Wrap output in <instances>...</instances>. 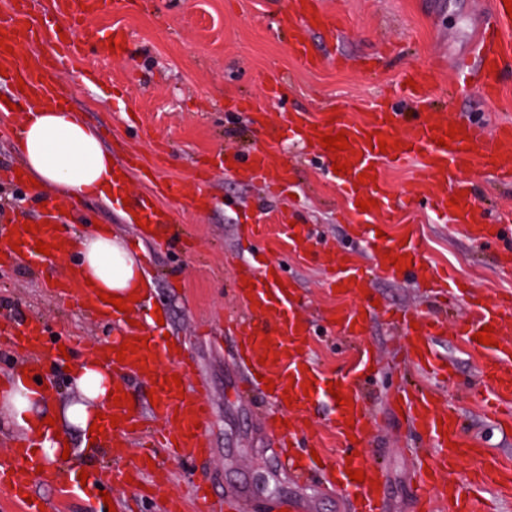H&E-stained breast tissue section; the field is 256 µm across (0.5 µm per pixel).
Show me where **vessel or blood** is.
I'll return each mask as SVG.
<instances>
[{
	"label": "vessel or blood",
	"instance_id": "1",
	"mask_svg": "<svg viewBox=\"0 0 512 512\" xmlns=\"http://www.w3.org/2000/svg\"><path fill=\"white\" fill-rule=\"evenodd\" d=\"M29 0H16L8 17L0 16V68L14 72L24 82L23 93L33 102L50 101L70 104L62 74L44 73L38 57H22L20 46L36 42L43 32L42 25L30 20L26 6ZM61 14L72 27L81 26L87 14L110 6L121 9L124 0H59ZM512 20L503 0H490L488 16L477 23L470 40L468 52L458 58L460 75H467L471 65H478L483 79L486 97L497 96L504 78L512 77V42L505 40L501 26ZM279 27L289 36L288 47L298 62L307 68H316L322 62L309 48V34L318 29L327 38H334L338 21L333 13L325 11L319 0H290L287 8L277 17ZM124 34L113 31L104 37L95 33L84 38L60 39L56 45L60 57L77 60L87 50L104 56L109 43H123ZM433 84L417 81L399 91L371 103L361 118H353L342 110L328 108L324 112L297 110L289 113L288 122L293 137L298 141L319 143L326 135L346 133L348 149L327 152V159H339L348 165L346 172L334 175L337 189L352 203L353 229L374 257L376 270L384 277L396 279L407 274L426 282L439 295L451 302L463 303L465 316L456 328L435 313L413 315L393 314L389 321L405 339L411 367L433 379V386L412 394H404L400 408L408 424L418 433L427 436L433 445L425 466L416 467L412 481L419 490L417 506L427 512L431 502H439L444 512H480L476 496L477 485H512V463L505 464L490 455L487 450L471 453V443L465 438L457 415L448 410L435 389L436 383L455 380V367L448 358L438 353L435 341L447 333L472 339L474 350L480 354L481 383L489 394L487 405L496 408L503 402H512V297L486 298L470 289H461L452 276L440 275L437 267L424 260L420 247L414 241L402 242L376 235L371 216L386 212L390 206V192L381 174L386 165L404 166L414 162L421 174L416 188L409 193L411 206L423 205L436 215L450 217L453 223L463 225L467 235L477 240L498 242L502 245L501 265L512 268V208H502L485 214L476 212L472 204L473 187L465 175L479 167L489 172L497 181L512 183V126L502 124L489 129L484 120L469 119L450 123L443 112H402L398 105L414 99L427 103L432 97ZM457 128V135H449V128ZM448 138V146L437 145V138ZM387 140L388 151H381L379 140ZM270 149L266 146L253 148L246 154L224 153L221 163L233 167L242 177L251 180L264 179L268 168ZM369 173L366 182L358 176ZM457 199V206H450V199ZM374 200L370 210L356 208V201ZM132 209L140 221L149 223L155 239L169 235L172 222L169 213H156L157 203L152 196H132ZM57 218L55 207H46L37 230L26 232L19 224L9 226L0 234V255L10 257L22 251L24 259L33 265L46 258L60 259L70 252L67 241L59 239L53 227ZM50 244V254L36 252L37 240ZM404 255L412 264L406 272H399L392 265L394 257ZM319 259L330 274L332 284L344 287L348 305L331 311L330 316L343 333L360 336L365 332V301L371 300V281L363 272L354 251H324ZM243 281L238 292L252 315L249 324L240 332L243 359L247 369L273 381L272 397L275 402L291 398L295 414L288 422L269 417L268 429L278 443L280 456L291 473L308 470L313 464L312 444L302 443L298 437L301 424L308 413L309 398L303 390L306 385L327 390V379L306 357L305 349L311 334L310 322L293 308L296 285L285 277L281 264L268 266L257 272L241 268L237 273ZM64 296L85 307L90 315L100 313L112 317L116 333L112 342L96 349V356L113 373L122 377H136L149 381L158 401L151 411L130 408L128 402L112 406L111 418L103 419L99 446L113 444L116 437L131 433L133 427L143 425L147 417L159 419L164 424L160 447L169 449L179 460L194 461L209 456V440L206 428L211 421V410L204 399L203 387H189L186 381L190 366L172 370L175 352L166 342L154 336L145 315H138L135 323H128L126 315L103 302L95 290L87 286L77 272H70L59 283ZM492 326L493 344L475 342L474 336L484 326ZM147 338L148 343L136 352L118 357L121 344L134 338ZM17 345L28 354H41L47 348L41 322L28 321L20 325L0 326V342ZM178 376L180 385L170 384L169 376ZM362 378L358 375L340 378V390L348 403L334 406L330 425L343 441V448L336 461L328 463V473L338 474L343 489L357 498L362 512H384L387 503L385 487L380 486L381 475L364 455L358 454V445L366 444L372 429L378 422L360 392ZM472 459L479 475L477 483L461 481L457 465L464 459ZM38 461L27 444L13 448L9 459L0 460V485L7 487L21 512H40V505L27 502L33 475ZM365 472V482L352 481L349 470Z\"/></svg>",
	"mask_w": 512,
	"mask_h": 512
}]
</instances>
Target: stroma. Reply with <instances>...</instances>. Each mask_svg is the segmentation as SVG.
<instances>
[{"mask_svg": "<svg viewBox=\"0 0 512 512\" xmlns=\"http://www.w3.org/2000/svg\"><path fill=\"white\" fill-rule=\"evenodd\" d=\"M287 0H126L124 9L92 14L86 28L111 34L119 28L128 37L126 53L108 59L88 57L67 64L64 79L71 108L91 126L104 131V147L113 155L141 154L155 163L159 180L183 182L193 189L197 170L209 166L203 189L210 197L207 211L183 207L174 214L176 236L156 243L141 232L122 206L98 198L71 199L87 223L110 227L124 243L132 244L142 266L157 273L150 294L164 319L161 332L179 340V359L189 361L195 377L208 387L212 407L208 460L169 459L157 450L169 476L158 485L129 486L117 480L112 457L88 454L81 435L73 446L83 457L90 486L83 495L63 496L71 486L70 465L63 464L52 482L34 479L33 494L44 512H104L102 492H109L117 512H160L163 501H174L183 512H225V499L246 502L251 512H273L274 503L295 498L306 512H353L342 495L327 490L318 478H296L281 467L279 451L266 430V406L258 394L243 395L244 375L237 366L238 339L231 325L240 315L234 293V270L239 261L257 255L287 267L298 285L300 312L313 327L310 356L327 374L346 372L358 350L375 360L374 378L366 395L378 416L380 431L364 453L383 463L388 512H417L415 491L408 481V449L421 445L388 402L405 381L420 382L419 374L395 367L404 353L402 339L382 318L369 316L364 336L350 340L329 329L324 321L338 302L327 288L317 263L319 251L349 248L364 264L372 256L353 239L349 205L325 178L317 148H300L281 139L271 164L297 158L291 191L240 179L212 166L227 150L263 143V130L254 123L261 108L273 129H287L294 110L316 111L331 101L358 112L376 96L388 92L407 69L438 65L434 92L444 95L451 80V64L464 42L449 43L448 32L467 34L474 28L477 0H321L323 8L340 14L342 26L334 39L311 32L313 53L325 59L322 68L299 66L286 46V35L275 33L270 17ZM284 73L290 87L284 100L268 97L266 77ZM124 92L115 102L113 92ZM450 117L483 118L489 127L512 122V78L506 79L501 100L491 101L479 91L457 100ZM15 121L0 112V197L9 216L35 220L41 212L40 191L32 185L7 182L6 168L19 164L15 150ZM476 186V210L512 204V184L495 183L483 170L467 174ZM297 209L299 223L311 239L306 257L295 255L286 225L278 213ZM260 223L264 235L252 240L249 225ZM391 233L412 232L431 263L454 270L489 296L512 293V276L501 273L495 250L469 239L453 224L422 210L393 212ZM63 273L61 263L42 268L0 262V324H16L30 316L42 321L51 350L68 348L70 362H78L86 347L112 339L111 321L95 322L72 302L58 299L47 287ZM372 294L392 310H431L435 298L415 280L374 278ZM440 353L454 362L458 382L441 393L460 414L467 435L495 455L512 459V432L501 430L480 407L474 392L480 383L479 356L469 342L449 336L438 341ZM207 482L212 497L197 501L192 480Z\"/></svg>", "mask_w": 512, "mask_h": 512, "instance_id": "1", "label": "stroma"}]
</instances>
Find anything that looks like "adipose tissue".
Returning a JSON list of instances; mask_svg holds the SVG:
<instances>
[{
    "label": "adipose tissue",
    "instance_id": "adipose-tissue-1",
    "mask_svg": "<svg viewBox=\"0 0 512 512\" xmlns=\"http://www.w3.org/2000/svg\"><path fill=\"white\" fill-rule=\"evenodd\" d=\"M17 151L29 176L41 191L63 203L76 196L111 201L110 153L98 131L75 112L49 103L24 105L20 116ZM61 236L70 238V264L91 281L95 289L122 298L142 295L148 289L138 257L110 228L73 233L62 225ZM78 393L60 408L54 425L44 422L49 391L15 372L0 382V408L18 435L30 440L44 465L61 464L69 431L87 434L98 413L109 409L110 393L119 381L95 356L86 355L72 372Z\"/></svg>",
    "mask_w": 512,
    "mask_h": 512
}]
</instances>
